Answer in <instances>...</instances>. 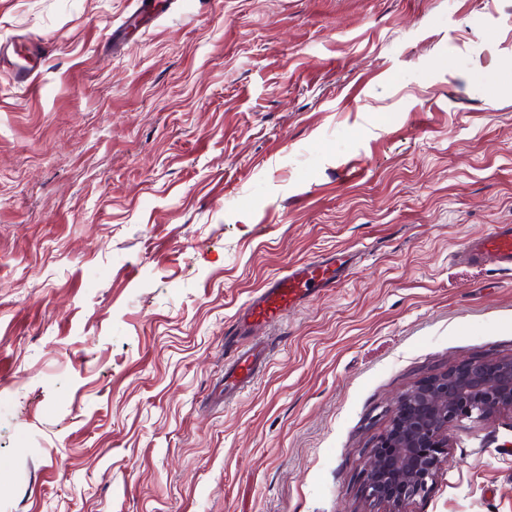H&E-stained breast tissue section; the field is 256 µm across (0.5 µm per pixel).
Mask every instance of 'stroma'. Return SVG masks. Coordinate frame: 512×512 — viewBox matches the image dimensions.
I'll use <instances>...</instances> for the list:
<instances>
[{
    "instance_id": "1",
    "label": "stroma",
    "mask_w": 512,
    "mask_h": 512,
    "mask_svg": "<svg viewBox=\"0 0 512 512\" xmlns=\"http://www.w3.org/2000/svg\"><path fill=\"white\" fill-rule=\"evenodd\" d=\"M134 6L0 0L50 44L33 87L0 61V512H364L395 398L512 357V273L460 258L512 224V0ZM449 436L405 512H512V418ZM344 278L345 270L336 267L328 258L288 267L284 274L261 288L250 300L238 319L237 330L244 333L254 322L272 324L306 292L315 288H335ZM268 358L266 346L261 344L238 351L224 368V398L250 388L265 370Z\"/></svg>"
}]
</instances>
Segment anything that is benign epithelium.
Segmentation results:
<instances>
[{"label": "benign epithelium", "mask_w": 512, "mask_h": 512, "mask_svg": "<svg viewBox=\"0 0 512 512\" xmlns=\"http://www.w3.org/2000/svg\"><path fill=\"white\" fill-rule=\"evenodd\" d=\"M495 415L512 416V358L468 362L403 393L368 452L365 499L401 512L403 504L428 493L448 461V428Z\"/></svg>", "instance_id": "1"}]
</instances>
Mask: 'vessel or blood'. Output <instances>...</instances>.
Returning a JSON list of instances; mask_svg holds the SVG:
<instances>
[{
  "instance_id": "vessel-or-blood-1",
  "label": "vessel or blood",
  "mask_w": 512,
  "mask_h": 512,
  "mask_svg": "<svg viewBox=\"0 0 512 512\" xmlns=\"http://www.w3.org/2000/svg\"><path fill=\"white\" fill-rule=\"evenodd\" d=\"M468 259L473 263L490 264L512 272V225H500L492 234L474 239ZM344 278V270L327 259L289 267L250 300L238 319L237 328L245 332L256 322L274 323L306 292L315 288L336 287ZM268 358L267 349L261 344L238 351L224 368L225 395H237L250 388L265 370Z\"/></svg>"
}]
</instances>
